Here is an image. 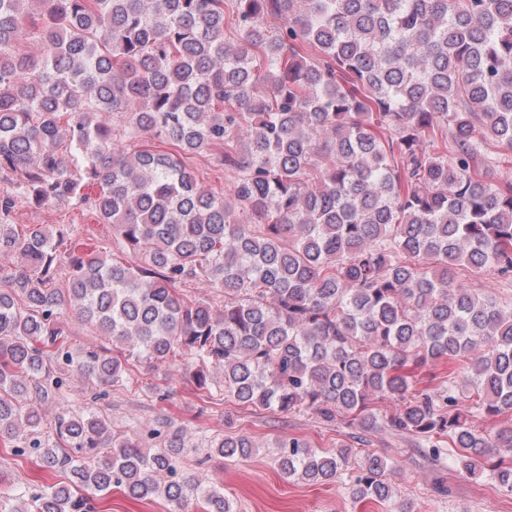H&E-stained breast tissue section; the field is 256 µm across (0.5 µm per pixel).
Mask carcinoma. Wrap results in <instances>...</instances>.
<instances>
[{"mask_svg":"<svg viewBox=\"0 0 512 512\" xmlns=\"http://www.w3.org/2000/svg\"><path fill=\"white\" fill-rule=\"evenodd\" d=\"M491 141L512 151V0H0V253L21 256L0 270V441L29 430L12 455L67 475L0 512H96L114 487L234 512L173 442L67 410L37 437L65 372L119 387L132 357L201 391L219 368L237 406L382 424L512 495V298L459 276L512 281ZM202 152L235 173L227 191L198 180ZM53 203L91 207L135 259L13 221ZM65 311L111 346L71 348ZM224 425L211 452L250 457ZM279 447L287 478L396 505L384 456Z\"/></svg>","mask_w":512,"mask_h":512,"instance_id":"1","label":"carcinoma"}]
</instances>
